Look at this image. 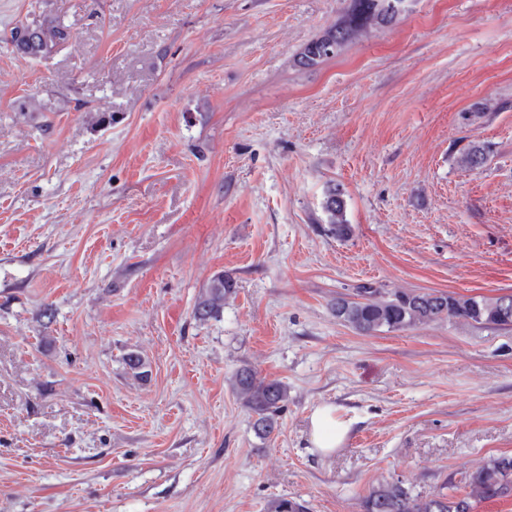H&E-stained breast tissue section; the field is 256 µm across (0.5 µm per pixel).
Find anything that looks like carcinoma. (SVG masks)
<instances>
[{
    "label": "carcinoma",
    "mask_w": 512,
    "mask_h": 512,
    "mask_svg": "<svg viewBox=\"0 0 512 512\" xmlns=\"http://www.w3.org/2000/svg\"><path fill=\"white\" fill-rule=\"evenodd\" d=\"M388 0H351L348 10L324 33L310 40L298 54L296 63L312 69L329 55L324 48L330 44L335 52L371 25L390 24L383 15ZM13 46L26 57L37 59L59 50L72 39L67 26L44 17L21 21L14 27ZM489 147L472 142L457 158L464 169H476L488 159ZM327 231L346 239L352 233L346 219V201L336 186L327 189L322 202ZM235 292L232 277L218 273L209 281L195 306L200 321L216 318L224 301ZM360 299L338 298L332 304L336 318L362 334L400 331L449 319L469 324L512 326V310H504L505 295L494 297L450 295L430 290L425 292L389 293L370 285L357 288ZM237 398L256 416L254 427L266 439L277 429V417L288 401V390L280 382L259 376L249 367L239 369L232 383ZM468 492L460 497L438 492L422 497L412 493L401 481H384L362 500V512H473L474 503L512 497V456L503 454L479 462L466 476ZM266 512H308L305 503L288 498H275Z\"/></svg>",
    "instance_id": "1"
}]
</instances>
